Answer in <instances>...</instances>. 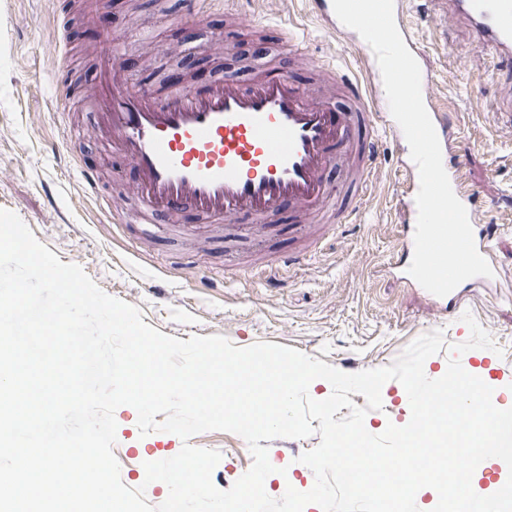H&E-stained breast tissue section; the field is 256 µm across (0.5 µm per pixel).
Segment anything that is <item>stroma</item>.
<instances>
[{"label":"stroma","mask_w":512,"mask_h":512,"mask_svg":"<svg viewBox=\"0 0 512 512\" xmlns=\"http://www.w3.org/2000/svg\"><path fill=\"white\" fill-rule=\"evenodd\" d=\"M71 2L0 0V208L15 212L61 262L81 266L102 291L140 308L146 324L184 341L221 335L237 347L270 342L356 373L391 365L433 330L443 331L447 346L465 342L470 331L462 315L471 313L498 349L465 352V369L499 399L512 396V382L499 373L512 362V127L498 117L512 70L492 50L476 47L469 29L438 0H409L407 19L427 56L434 98L448 115L465 177L478 192L480 221L495 227L492 245L501 273L490 287L467 289L453 310L398 278L406 180L399 145L389 137L376 149L358 218L312 225L314 243L301 263L276 278L262 270L280 249L297 247L294 224L242 238L212 232L200 221L191 236L175 224L110 221L108 206L136 207L134 170L105 149L73 96L95 76L101 30H109L130 80L160 93L186 76L211 79L229 72L245 80L273 59L306 84L313 63L364 80L359 47L323 29L309 0H206L192 21L185 18L186 0H107L103 20L91 24L71 11ZM285 25L296 34L290 49L282 45ZM63 39L72 47L65 66L58 56ZM62 95L64 116L57 108ZM69 133L78 137V166L62 152ZM84 166L102 172V199L82 192ZM381 395L382 409L365 418L373 434L390 423L406 425L411 417L398 381H387ZM137 418L128 405L115 412L116 444L123 452L118 463L124 484L144 487L148 503L157 506L168 488L129 477L135 461L124 452L142 450L158 461L175 456L185 442L160 431L140 436ZM320 441L314 434L267 442L270 463L282 467L267 478L269 496L313 487L315 474L300 457ZM187 443L221 452L212 481L222 490L253 464L245 440L231 432H202Z\"/></svg>","instance_id":"obj_1"}]
</instances>
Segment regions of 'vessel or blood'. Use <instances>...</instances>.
I'll return each instance as SVG.
<instances>
[{"label":"vessel or blood","mask_w":512,"mask_h":512,"mask_svg":"<svg viewBox=\"0 0 512 512\" xmlns=\"http://www.w3.org/2000/svg\"><path fill=\"white\" fill-rule=\"evenodd\" d=\"M448 12L470 30L477 46L512 59V0H444ZM328 31L357 39L336 17L332 0H310ZM367 78L339 76L338 85L355 108L337 110L310 95L300 81L265 72L251 82L227 74L202 87L181 85L167 93L133 86L109 33L96 50V75L87 99L96 128L113 156L130 161L141 208L139 223L174 222L198 215L240 233L275 224L281 205H291L296 222H348L331 199L326 180L335 161L360 147L357 165L372 178L380 134L402 137L391 115L381 72L371 47H364ZM422 97L434 124L452 189L465 206L479 253L492 259L490 234L480 224L477 196L460 163L448 159L451 132L433 101L430 76L422 74ZM409 183L403 192L405 226L400 241L414 252L418 168L405 159Z\"/></svg>","instance_id":"1"}]
</instances>
